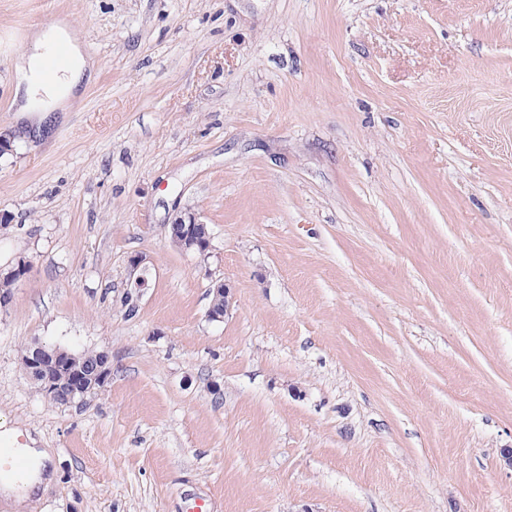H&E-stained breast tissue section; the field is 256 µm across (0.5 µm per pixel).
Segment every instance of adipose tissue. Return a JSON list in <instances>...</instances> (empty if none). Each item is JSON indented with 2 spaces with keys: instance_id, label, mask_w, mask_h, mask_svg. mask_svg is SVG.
<instances>
[{
  "instance_id": "ef3b65f1",
  "label": "adipose tissue",
  "mask_w": 512,
  "mask_h": 512,
  "mask_svg": "<svg viewBox=\"0 0 512 512\" xmlns=\"http://www.w3.org/2000/svg\"><path fill=\"white\" fill-rule=\"evenodd\" d=\"M65 23L53 21L39 29L34 36V51L21 56L15 64L17 109L22 113L38 112L42 116L71 107L78 99V90L83 81L92 79L94 62L86 57L79 46H72L66 68L54 77H46L40 69V59L56 42L69 38ZM33 468L21 477L0 479V497L5 502L31 500L42 494L54 478L49 457L44 450L25 448Z\"/></svg>"
}]
</instances>
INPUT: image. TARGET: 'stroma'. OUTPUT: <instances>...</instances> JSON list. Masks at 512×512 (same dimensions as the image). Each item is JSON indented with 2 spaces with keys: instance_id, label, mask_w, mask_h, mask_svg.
Segmentation results:
<instances>
[{
  "instance_id": "1",
  "label": "stroma",
  "mask_w": 512,
  "mask_h": 512,
  "mask_svg": "<svg viewBox=\"0 0 512 512\" xmlns=\"http://www.w3.org/2000/svg\"><path fill=\"white\" fill-rule=\"evenodd\" d=\"M36 18L97 68L34 136ZM0 135V421L56 469L0 512H512V0H0ZM171 232L180 250L192 252L203 261L209 257L212 237L208 235L206 224L199 213L191 210L177 213L171 224ZM31 348V351L22 357V363L38 391L50 401L65 406L86 405L110 382L112 363L106 351L87 350L81 353L79 366L86 370L90 371L95 367L96 352L100 362L95 373L85 376L80 370L72 369L76 367V357L67 349L43 344H35ZM23 364L21 366L24 371ZM64 369H71L69 386L65 390L58 379L59 372Z\"/></svg>"
}]
</instances>
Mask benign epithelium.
Masks as SVG:
<instances>
[{
    "label": "benign epithelium",
    "mask_w": 512,
    "mask_h": 512,
    "mask_svg": "<svg viewBox=\"0 0 512 512\" xmlns=\"http://www.w3.org/2000/svg\"><path fill=\"white\" fill-rule=\"evenodd\" d=\"M173 238L180 250L192 252L201 260L209 257L212 237L200 214L185 210L177 213L171 224ZM100 365L95 373L84 375L76 369V357L65 348L35 344L22 357L30 380L48 400L60 405H86L110 382L112 363L108 352H97Z\"/></svg>",
    "instance_id": "benign-epithelium-1"
}]
</instances>
